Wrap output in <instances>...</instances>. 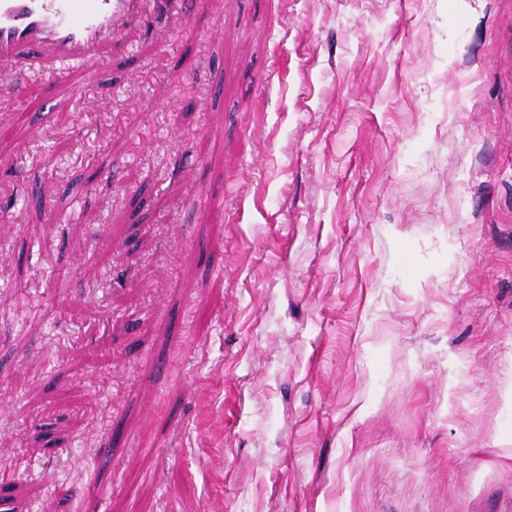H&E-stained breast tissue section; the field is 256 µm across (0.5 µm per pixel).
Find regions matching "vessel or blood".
<instances>
[{"label": "vessel or blood", "instance_id": "1", "mask_svg": "<svg viewBox=\"0 0 512 512\" xmlns=\"http://www.w3.org/2000/svg\"><path fill=\"white\" fill-rule=\"evenodd\" d=\"M187 6L188 0H0V73L20 72L35 51L98 71L115 33Z\"/></svg>", "mask_w": 512, "mask_h": 512}]
</instances>
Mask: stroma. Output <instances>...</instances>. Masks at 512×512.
<instances>
[{
	"instance_id": "1",
	"label": "stroma",
	"mask_w": 512,
	"mask_h": 512,
	"mask_svg": "<svg viewBox=\"0 0 512 512\" xmlns=\"http://www.w3.org/2000/svg\"><path fill=\"white\" fill-rule=\"evenodd\" d=\"M104 53L0 81V512H512V0Z\"/></svg>"
}]
</instances>
